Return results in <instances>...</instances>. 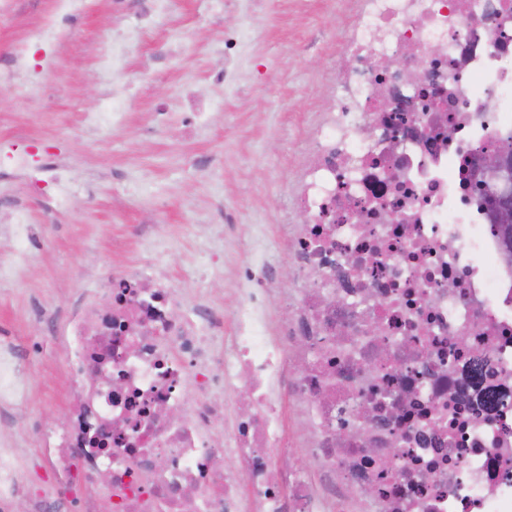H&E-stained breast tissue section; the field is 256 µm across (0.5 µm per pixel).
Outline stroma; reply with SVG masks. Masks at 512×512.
Returning a JSON list of instances; mask_svg holds the SVG:
<instances>
[{
	"instance_id": "stroma-1",
	"label": "stroma",
	"mask_w": 512,
	"mask_h": 512,
	"mask_svg": "<svg viewBox=\"0 0 512 512\" xmlns=\"http://www.w3.org/2000/svg\"><path fill=\"white\" fill-rule=\"evenodd\" d=\"M356 2L221 0L208 8L180 0L129 47L125 68L103 82L96 75L100 37L130 18L113 14L109 0H88L78 45L45 46L31 56L35 64L51 56L45 80L53 99L31 81L0 77V143L40 147L48 165H63L75 194L73 206L57 213L21 174L0 176V260L11 267L0 277V340L16 347L30 378L26 398L0 421V444L17 450L22 485L0 500V512H15L35 494L53 495L51 483L28 467L39 453L36 426H53L69 412L63 353L47 323L61 321L100 275L159 268L186 302L203 295L220 313L238 266L260 240L275 270L277 314L287 318L292 271L279 248L280 227L300 221L293 187L309 156L308 131L334 89L331 60L342 52ZM234 30L246 38L235 79L211 83L224 34ZM175 42L181 64L172 72L159 58ZM184 85L209 104L206 125L190 138L181 135L186 115L177 89ZM105 90L128 96V122L77 137ZM159 105L165 122L143 135ZM19 203L40 239L22 261L6 222ZM207 243L218 248L216 263L203 258Z\"/></svg>"
}]
</instances>
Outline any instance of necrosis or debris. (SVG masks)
<instances>
[{"mask_svg": "<svg viewBox=\"0 0 512 512\" xmlns=\"http://www.w3.org/2000/svg\"><path fill=\"white\" fill-rule=\"evenodd\" d=\"M174 2L136 0L103 67L124 69ZM84 10L53 0L9 66ZM393 56L408 69L386 70ZM332 72L294 186L306 221L281 232L288 319L256 277L261 244L226 320L203 302L179 316L160 274L102 280L59 338L69 417L38 432L54 499L33 512H512V264L482 185L512 133V0H360ZM3 168L69 208L70 178L43 177L40 153L1 147ZM27 386L1 346L0 405ZM294 448L314 474L285 468Z\"/></svg>", "mask_w": 512, "mask_h": 512, "instance_id": "necrosis-or-debris-1", "label": "necrosis or debris"}]
</instances>
